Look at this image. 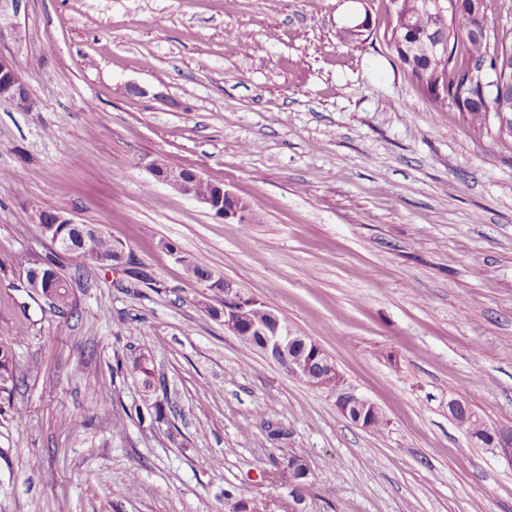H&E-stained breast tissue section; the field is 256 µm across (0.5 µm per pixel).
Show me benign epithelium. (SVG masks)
I'll return each instance as SVG.
<instances>
[{
  "instance_id": "obj_1",
  "label": "benign epithelium",
  "mask_w": 512,
  "mask_h": 512,
  "mask_svg": "<svg viewBox=\"0 0 512 512\" xmlns=\"http://www.w3.org/2000/svg\"><path fill=\"white\" fill-rule=\"evenodd\" d=\"M483 92L500 100L496 111L502 115L504 122L512 123V69L504 68L482 83ZM0 100L11 103L21 112L33 110V102L20 80L17 72L16 57L0 52ZM154 181L171 186L180 193L191 197L210 210L216 212L224 220H234L239 224L248 222V205L226 190L224 186L212 183L205 189L200 186L202 177L197 173H188L186 169H177L163 165L158 158L146 157L141 161ZM32 221L42 229L54 247L59 251L73 248L66 236L57 232L59 224H72L74 220L65 210L54 212L51 219L46 220L40 211H34ZM33 278L28 280L30 288L42 294L54 285L56 278L46 269L36 264L33 266ZM224 286V330L235 336H258L262 344V354L277 363L289 374L298 377L310 371L314 364L320 366L326 376L336 380L334 393L336 407L339 412L363 428L370 426L372 420L380 413V408L369 398L350 389L336 364L326 352L311 361L294 357L291 351L305 337L293 332L282 321L277 312L268 309L262 319L251 317V311L262 305L253 296L245 294L234 282L223 280V277L212 273L207 281V287ZM448 413L461 425L476 424L478 417L460 401L448 400ZM485 445L494 448L496 454L512 467V428H502L494 432ZM279 472L291 488L296 507L290 512H301L298 505L304 501V490L309 486L310 467L307 459L294 461L289 457L279 463Z\"/></svg>"
}]
</instances>
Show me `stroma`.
<instances>
[{"instance_id":"obj_1","label":"stroma","mask_w":512,"mask_h":512,"mask_svg":"<svg viewBox=\"0 0 512 512\" xmlns=\"http://www.w3.org/2000/svg\"><path fill=\"white\" fill-rule=\"evenodd\" d=\"M394 21L391 0H0V51L36 103L0 102V333L21 367L0 396V512H224L230 484L289 512L291 454L311 469L305 512H512V470L448 415L454 398L512 428V133L433 109ZM146 156L223 184L258 222L153 182ZM37 209L130 258L56 256L65 313L18 263L54 256ZM163 240L317 342L383 433L225 331L200 306L221 297ZM139 353L167 392L113 374ZM165 396L166 420L132 419ZM98 232V227L85 224L80 235V244L84 248L77 247L65 254L76 270L89 265H98L100 257L107 254H112V258L109 256L103 257L101 259V265H112L114 267L120 266L124 263L125 253L122 248L119 247V249L113 254L112 250L114 247H117L118 244L114 243L103 233L96 240L94 247L89 248L93 245L94 237L97 236Z\"/></svg>"}]
</instances>
